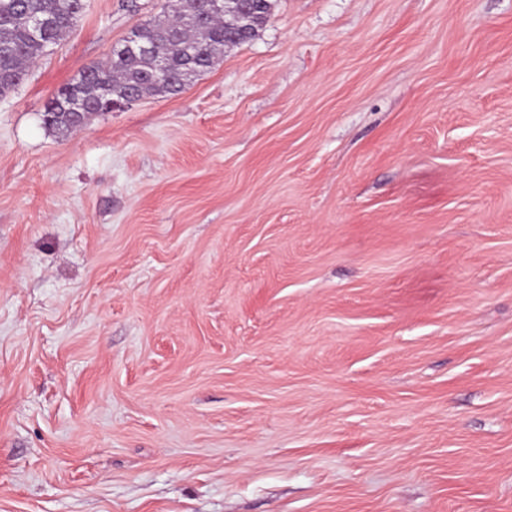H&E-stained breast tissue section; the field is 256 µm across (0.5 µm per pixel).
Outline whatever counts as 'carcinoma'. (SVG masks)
<instances>
[{"instance_id": "obj_1", "label": "carcinoma", "mask_w": 512, "mask_h": 512, "mask_svg": "<svg viewBox=\"0 0 512 512\" xmlns=\"http://www.w3.org/2000/svg\"><path fill=\"white\" fill-rule=\"evenodd\" d=\"M189 0H168L163 14L138 27L137 40L153 46L155 55L170 58L173 73L165 85L144 84V71L150 60L140 54L112 49L109 61L97 81L75 78L62 86L47 103L44 124L60 134L85 124L101 111L99 103L105 99H119L127 94L140 96L177 95L189 85L187 75L200 74L211 69L219 56L233 40L235 32L225 28L224 13L214 11L203 22L188 14ZM84 0H0V74L22 79L29 67L47 48L75 26L83 13ZM254 30L261 29L271 14L266 0H251ZM39 13L52 20L43 36L32 34L27 15ZM86 104L81 114H75L70 99Z\"/></svg>"}]
</instances>
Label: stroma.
I'll return each mask as SVG.
<instances>
[{"instance_id":"1","label":"stroma","mask_w":512,"mask_h":512,"mask_svg":"<svg viewBox=\"0 0 512 512\" xmlns=\"http://www.w3.org/2000/svg\"><path fill=\"white\" fill-rule=\"evenodd\" d=\"M0 97V512H512V0H273L177 95Z\"/></svg>"}]
</instances>
